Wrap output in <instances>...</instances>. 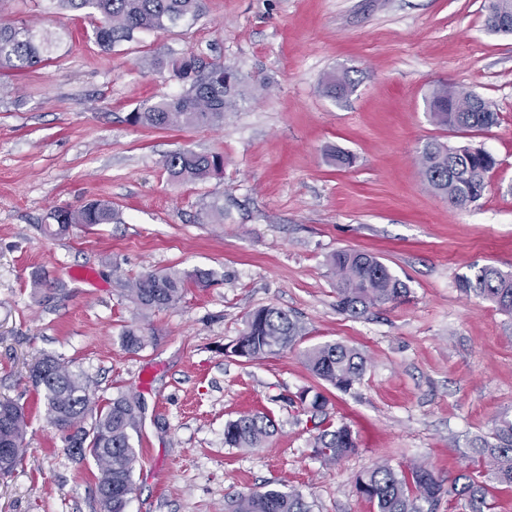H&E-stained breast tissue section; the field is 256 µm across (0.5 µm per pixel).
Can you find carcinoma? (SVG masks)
<instances>
[{"label":"carcinoma","mask_w":512,"mask_h":512,"mask_svg":"<svg viewBox=\"0 0 512 512\" xmlns=\"http://www.w3.org/2000/svg\"><path fill=\"white\" fill-rule=\"evenodd\" d=\"M99 16L95 30L97 44L104 50L134 37L141 31L174 28L196 19L201 0H80ZM512 17V0H490L485 19L487 29L503 32L502 15ZM60 45L59 34L36 30L20 23H0V72L25 70L51 58ZM158 72L167 71L184 86L175 97L145 103L127 116L133 127L168 129L173 127L218 128L229 113L252 92L239 72L221 63H205L191 53L169 54L153 61ZM352 81L347 74L325 78V92L334 98L345 96ZM433 123L461 132L489 129L499 122L485 100L472 91L459 90L446 83L435 85L425 99ZM423 181L437 195L456 208L478 201L486 187L488 173L496 160L482 147L451 149L438 141L424 145L419 156ZM164 167L171 180L188 183L204 179L224 169V156L181 149L168 155ZM56 228L52 235L63 234L74 224L92 226L117 220L112 205L90 200L78 207L54 211ZM329 265L336 274V307L342 313L357 316L369 308L400 301L407 297V285L391 273L377 257L363 252L340 251L330 256ZM211 273L206 270L145 273L126 284L129 299L145 313L178 302L191 281L205 284ZM458 287L492 302L499 311L512 316V275L491 265L474 266L470 274L458 278ZM304 328L288 312L261 307L251 312L241 336L226 352L246 361H256L288 349L303 339ZM308 370L340 391L350 389L364 371V357L341 343H325L303 351ZM28 378L41 395L48 422L62 432L69 446L80 456L90 455L98 464L100 512H126L134 491L133 471L138 461L132 433L137 427L136 401L119 394L96 408L89 394L90 381L59 358L45 355L29 368ZM302 409L324 411L328 400L320 391L305 389L299 396ZM9 410V419L0 422V447L15 448L13 465L21 462L28 424L24 405L0 400V411ZM275 422L264 412L248 413L224 425V443L232 448H254L271 437ZM494 442L479 443L481 460L490 468L489 482H478L461 475L444 484L425 467L397 473L389 464H374L356 478L358 492L376 512H435L443 498L448 505L465 501L468 512H491L493 485L512 488V418L501 417L493 430ZM315 452L338 462L357 448L350 426L342 423L320 431L313 440ZM428 504L423 509L418 501ZM226 512H311L298 492L267 489L241 493L225 504Z\"/></svg>","instance_id":"cac0c4a2"}]
</instances>
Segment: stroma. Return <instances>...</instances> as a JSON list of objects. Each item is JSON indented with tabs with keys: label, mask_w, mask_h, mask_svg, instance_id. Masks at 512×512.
I'll use <instances>...</instances> for the list:
<instances>
[{
	"label": "stroma",
	"mask_w": 512,
	"mask_h": 512,
	"mask_svg": "<svg viewBox=\"0 0 512 512\" xmlns=\"http://www.w3.org/2000/svg\"><path fill=\"white\" fill-rule=\"evenodd\" d=\"M488 0H204L199 17L137 33L103 51L97 15L58 0H0V20L63 36L49 64L0 94V399L28 425L0 512H100L98 467L73 455L27 378L49 354L88 377L94 399L139 404V461L127 512H224L232 495L278 483L312 512H374L355 479L378 462L424 465L442 480L481 466L471 442L512 417V317L462 293L473 265L512 272V34L489 32ZM187 52L234 66L255 87L220 128L156 130L126 116L179 95L149 59ZM348 74L338 100L321 83ZM445 82L483 97L500 122L434 125L425 98ZM484 147L497 167L481 199L450 207L424 183L423 145ZM220 153L224 170L174 184L166 155ZM353 154L336 168L333 150ZM90 199L119 222L49 235L50 214ZM224 208L213 222L210 205ZM378 257L410 294L352 318L336 307L330 254ZM212 271L175 304L139 316L126 283L149 271ZM43 287L32 285L35 272ZM275 306L305 327L302 348L340 342L366 359L341 392L300 350L251 363L226 355L248 314ZM144 338L136 352L122 335ZM323 392L322 417L302 410ZM265 412L276 431L256 448L224 444V425ZM348 424L358 448L316 456L320 426Z\"/></svg>",
	"instance_id": "obj_1"
}]
</instances>
